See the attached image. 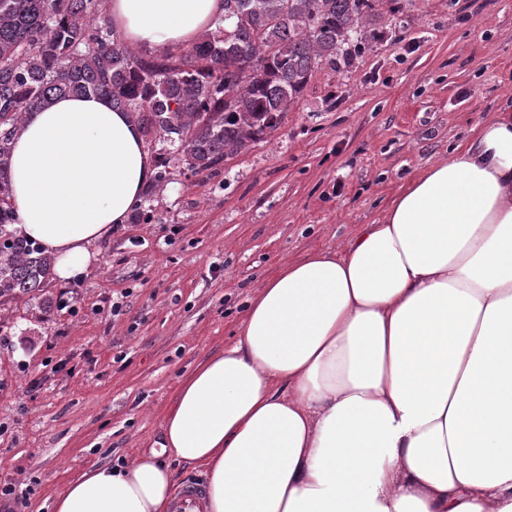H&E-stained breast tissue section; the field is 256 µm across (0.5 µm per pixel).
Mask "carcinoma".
I'll list each match as a JSON object with an SVG mask.
<instances>
[{
  "label": "carcinoma",
  "mask_w": 512,
  "mask_h": 512,
  "mask_svg": "<svg viewBox=\"0 0 512 512\" xmlns=\"http://www.w3.org/2000/svg\"><path fill=\"white\" fill-rule=\"evenodd\" d=\"M404 0H224V22L189 48L123 45L106 0H0V306L50 309L53 261L16 227L10 145L25 117L61 96L93 95L128 112L156 154L157 191L213 176L275 132L312 73L349 68L385 35Z\"/></svg>",
  "instance_id": "1"
}]
</instances>
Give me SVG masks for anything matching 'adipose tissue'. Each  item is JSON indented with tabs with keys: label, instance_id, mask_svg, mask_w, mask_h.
Instances as JSON below:
<instances>
[{
	"label": "adipose tissue",
	"instance_id": "obj_1",
	"mask_svg": "<svg viewBox=\"0 0 512 512\" xmlns=\"http://www.w3.org/2000/svg\"><path fill=\"white\" fill-rule=\"evenodd\" d=\"M124 44L191 46L224 0H110ZM18 227L66 285L126 223L156 160L95 96L29 113ZM512 512V99L395 192L379 220L263 278L234 341L182 377L150 449L97 465L53 512Z\"/></svg>",
	"mask_w": 512,
	"mask_h": 512
}]
</instances>
